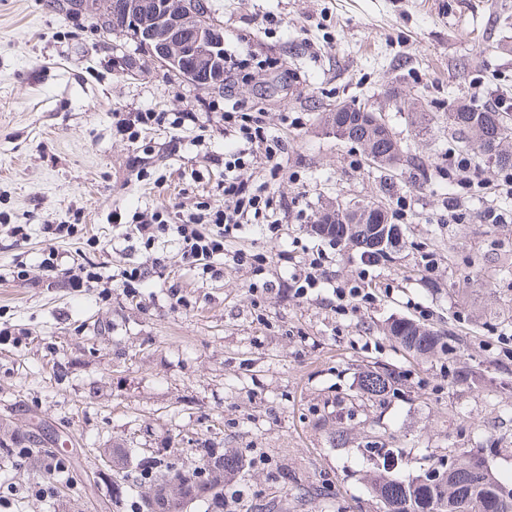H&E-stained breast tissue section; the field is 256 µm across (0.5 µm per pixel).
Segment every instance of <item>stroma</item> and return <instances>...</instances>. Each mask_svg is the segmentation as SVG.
Listing matches in <instances>:
<instances>
[{"instance_id":"1","label":"stroma","mask_w":512,"mask_h":512,"mask_svg":"<svg viewBox=\"0 0 512 512\" xmlns=\"http://www.w3.org/2000/svg\"><path fill=\"white\" fill-rule=\"evenodd\" d=\"M239 67L223 88H199L129 36L103 31L105 0L81 11L48 0H0V512H131L93 480L99 451H128L132 474L164 459L182 468L234 450L246 465L224 485L229 512H380L366 476L385 443L416 475L449 449H480L512 490V223L480 218L500 168L472 158L467 218L443 223L454 188L443 170L457 137L450 100L501 106L512 119V0H210ZM427 105L416 136L396 99ZM341 101L381 112L408 148L388 178L322 116ZM261 113L285 145L272 182L288 202L277 235L247 224L217 276L182 261L175 237L127 241L113 213L188 212L223 204L226 111ZM157 112L149 128L115 113ZM183 112L195 122L176 124ZM181 147L171 151L169 141ZM406 208L405 245L366 265L310 226L349 200ZM58 224L74 225L53 238ZM260 254L262 268L234 263ZM327 281L294 297L308 253ZM54 252L57 270L42 264ZM163 256L137 296L122 272ZM96 267L94 287L62 269ZM374 284L375 301L341 316L334 288ZM409 318L441 332L450 359L417 358L389 335ZM401 375L394 395L359 397L360 372ZM344 440H337V433ZM48 448L31 454L33 438ZM65 460L66 475L46 476ZM53 487L39 497L37 486Z\"/></svg>"}]
</instances>
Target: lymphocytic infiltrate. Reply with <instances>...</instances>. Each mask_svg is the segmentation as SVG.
Returning a JSON list of instances; mask_svg holds the SVG:
<instances>
[{
    "mask_svg": "<svg viewBox=\"0 0 512 512\" xmlns=\"http://www.w3.org/2000/svg\"><path fill=\"white\" fill-rule=\"evenodd\" d=\"M224 122L239 143L233 158L224 163L225 205L198 203L195 211L181 216L176 224L169 223L168 215L163 211L154 212L148 219L132 215L125 224L126 237L147 246L159 236L174 235L180 244L182 259L211 274L217 271L215 262L223 257L227 241L243 225L260 224L274 233L280 224V214L288 210L287 204L271 193L269 181L251 184L235 174L246 153L260 147L270 164L271 179L278 178L283 169L284 145L278 138L269 137L263 121L249 113H225Z\"/></svg>",
    "mask_w": 512,
    "mask_h": 512,
    "instance_id": "1",
    "label": "lymphocytic infiltrate"
}]
</instances>
